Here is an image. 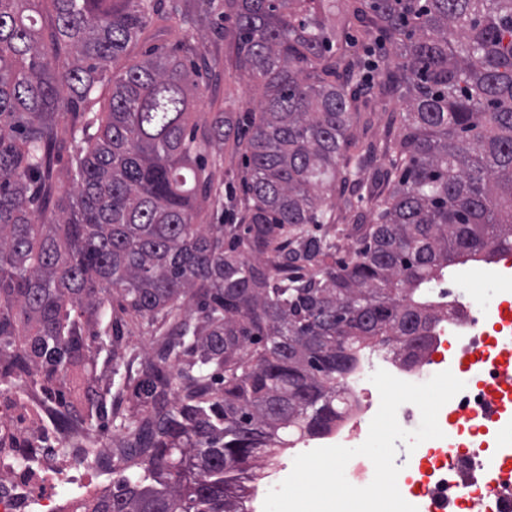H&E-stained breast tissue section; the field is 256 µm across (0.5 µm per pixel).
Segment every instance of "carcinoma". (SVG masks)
Masks as SVG:
<instances>
[{
	"instance_id": "1",
	"label": "carcinoma",
	"mask_w": 512,
	"mask_h": 512,
	"mask_svg": "<svg viewBox=\"0 0 512 512\" xmlns=\"http://www.w3.org/2000/svg\"><path fill=\"white\" fill-rule=\"evenodd\" d=\"M159 3L0 0V366L58 400L63 425L112 417L117 478L83 512H243L257 458L336 422L361 350L394 341L416 357L429 285L512 251V0H224L262 113L219 112L201 131L191 39L129 57ZM339 8L394 50L378 95L409 100L379 175L392 188L348 261L315 233L335 221L330 190L363 198L374 158L353 133L370 123L364 62L328 32ZM161 19L197 26L180 0ZM69 115L85 147L55 199ZM231 137L252 204L238 224H203L195 201L215 189L198 158ZM114 300L157 333L136 370L120 319L95 347L84 336ZM104 350L127 410L90 374L75 415L66 380Z\"/></svg>"
}]
</instances>
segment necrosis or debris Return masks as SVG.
Segmentation results:
<instances>
[{
	"instance_id": "1",
	"label": "necrosis or debris",
	"mask_w": 512,
	"mask_h": 512,
	"mask_svg": "<svg viewBox=\"0 0 512 512\" xmlns=\"http://www.w3.org/2000/svg\"><path fill=\"white\" fill-rule=\"evenodd\" d=\"M438 316L426 349L412 361L390 345L360 355L344 384V405L335 425L305 437L302 448L361 445L380 405L371 375L383 369L411 383H423L448 370L465 389L440 410L444 436L397 454L402 497L418 512H445L448 505L475 507L512 494V452L505 448L458 447L462 436L512 429L490 422L486 410L498 405L512 416V271L483 264L467 266L453 283L430 288ZM59 407L22 379L0 388V512H74L77 503L112 488L115 461L108 448L87 454L93 443L85 429L57 425ZM483 466L493 477L464 482L471 467Z\"/></svg>"
}]
</instances>
